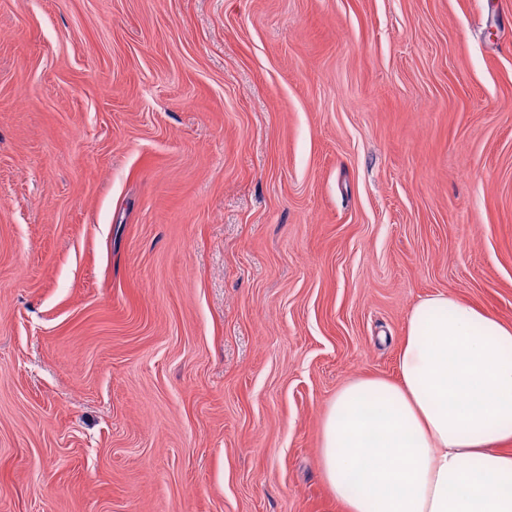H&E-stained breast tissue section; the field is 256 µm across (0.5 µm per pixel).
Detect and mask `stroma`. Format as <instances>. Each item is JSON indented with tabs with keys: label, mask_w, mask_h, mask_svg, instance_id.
I'll use <instances>...</instances> for the list:
<instances>
[{
	"label": "stroma",
	"mask_w": 512,
	"mask_h": 512,
	"mask_svg": "<svg viewBox=\"0 0 512 512\" xmlns=\"http://www.w3.org/2000/svg\"><path fill=\"white\" fill-rule=\"evenodd\" d=\"M437 293L512 323V0H0V512H342Z\"/></svg>",
	"instance_id": "1"
}]
</instances>
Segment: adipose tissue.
I'll return each instance as SVG.
<instances>
[{"mask_svg":"<svg viewBox=\"0 0 512 512\" xmlns=\"http://www.w3.org/2000/svg\"><path fill=\"white\" fill-rule=\"evenodd\" d=\"M398 369L350 380L326 410L320 469L344 512H512V325L426 297Z\"/></svg>","mask_w":512,"mask_h":512,"instance_id":"obj_1","label":"adipose tissue"}]
</instances>
